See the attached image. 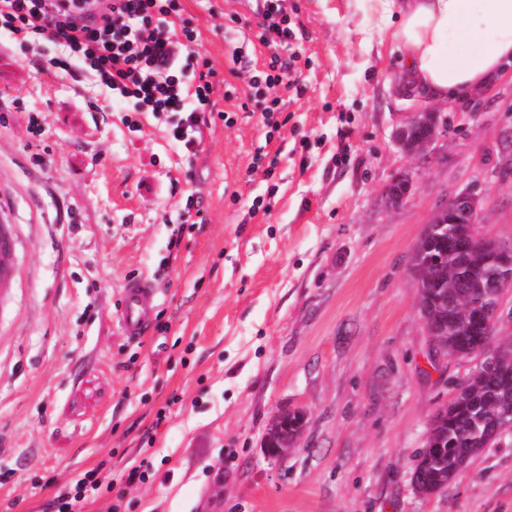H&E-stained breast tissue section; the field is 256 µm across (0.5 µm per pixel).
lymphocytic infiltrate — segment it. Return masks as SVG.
Returning <instances> with one entry per match:
<instances>
[{
  "label": "lymphocytic infiltrate",
  "instance_id": "f902f5d3",
  "mask_svg": "<svg viewBox=\"0 0 512 512\" xmlns=\"http://www.w3.org/2000/svg\"><path fill=\"white\" fill-rule=\"evenodd\" d=\"M2 34L32 57L40 55L41 42L51 43L58 50L51 67L105 88L126 111L163 125L184 153L197 154L216 73L195 49L198 33L182 0H0ZM291 34L281 0H265L253 34L269 53L265 70H257L242 49L233 52L235 75L265 100L267 126L279 104L273 90L299 86L292 64L280 54ZM110 484L105 465L81 473L60 486L51 512H73Z\"/></svg>",
  "mask_w": 512,
  "mask_h": 512
}]
</instances>
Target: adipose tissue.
Masks as SVG:
<instances>
[{"mask_svg":"<svg viewBox=\"0 0 512 512\" xmlns=\"http://www.w3.org/2000/svg\"><path fill=\"white\" fill-rule=\"evenodd\" d=\"M425 99L468 101L512 68V0H354Z\"/></svg>","mask_w":512,"mask_h":512,"instance_id":"ef3b65f1","label":"adipose tissue"}]
</instances>
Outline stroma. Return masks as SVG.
Returning a JSON list of instances; mask_svg holds the SVG:
<instances>
[{
  "label": "stroma",
  "mask_w": 512,
  "mask_h": 512,
  "mask_svg": "<svg viewBox=\"0 0 512 512\" xmlns=\"http://www.w3.org/2000/svg\"><path fill=\"white\" fill-rule=\"evenodd\" d=\"M214 3L185 0L186 15L232 91L214 94L193 157L156 122L127 127L104 90L0 55V196L19 241L0 311V498L46 512L106 461L111 487L78 512H512V431L436 493L412 486L431 415L481 358L435 352L407 271L435 211L471 188L480 232L512 244V69L475 102L435 105L448 135L414 158L393 134L423 99L397 92L392 45L350 0H283L304 92L284 93L271 131L230 73L258 19ZM407 170L409 202L387 206ZM139 277L157 307L131 341L116 314ZM295 408L302 436L268 456L271 420ZM137 465L146 480L128 484Z\"/></svg>",
  "instance_id": "35a3bbf8"
}]
</instances>
